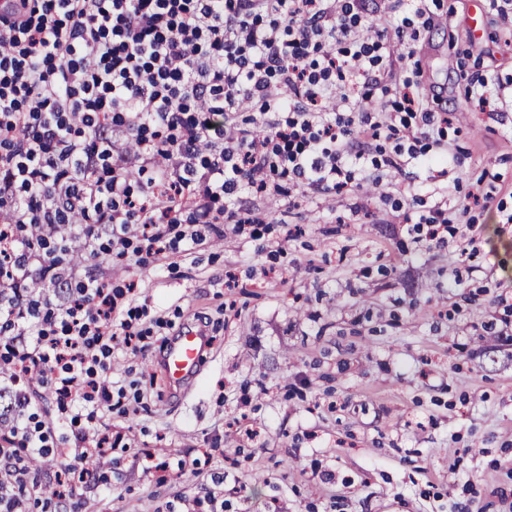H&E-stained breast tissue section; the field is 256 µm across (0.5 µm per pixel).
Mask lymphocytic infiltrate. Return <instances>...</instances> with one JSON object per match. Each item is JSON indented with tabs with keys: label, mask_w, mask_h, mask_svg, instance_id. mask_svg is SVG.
Instances as JSON below:
<instances>
[{
	"label": "lymphocytic infiltrate",
	"mask_w": 512,
	"mask_h": 512,
	"mask_svg": "<svg viewBox=\"0 0 512 512\" xmlns=\"http://www.w3.org/2000/svg\"><path fill=\"white\" fill-rule=\"evenodd\" d=\"M363 0H5L0 10V389L50 388L58 414L20 410L0 428V512H30L34 457L79 464L54 472L55 512L86 504L98 477L85 462L112 449V414L127 413L117 356L154 335L137 281L113 285L59 263L46 241L94 223L103 254L145 267L200 244L202 227L260 224L240 193L284 184L344 188L351 166L400 167L388 141L423 139L448 115L420 82L391 83V57ZM380 109L363 106L374 93ZM251 102L260 129L221 122ZM166 168L153 170L156 157ZM72 282L58 305L30 282ZM70 431L53 442L60 425Z\"/></svg>",
	"instance_id": "1"
}]
</instances>
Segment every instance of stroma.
I'll list each match as a JSON object with an SVG mask.
<instances>
[{"instance_id":"1","label":"stroma","mask_w":512,"mask_h":512,"mask_svg":"<svg viewBox=\"0 0 512 512\" xmlns=\"http://www.w3.org/2000/svg\"><path fill=\"white\" fill-rule=\"evenodd\" d=\"M434 13L414 51L448 88L452 122L433 132L447 176L413 160L373 190L366 160L340 194L241 195L259 236L213 230L146 269L109 261L165 327L113 365L142 395L112 418L119 447L92 462L88 512H512V26L493 0ZM474 76L497 84L492 110L465 102ZM479 179L489 207L446 243L416 238L411 218L456 211ZM199 328L204 367L167 385L163 337Z\"/></svg>"}]
</instances>
